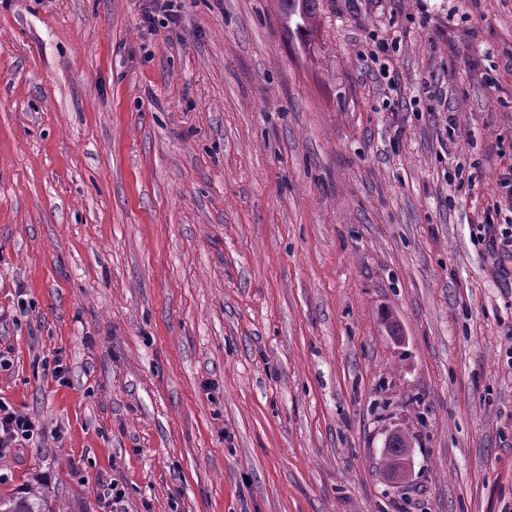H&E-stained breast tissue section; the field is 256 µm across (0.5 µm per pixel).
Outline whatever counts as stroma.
<instances>
[{"label": "stroma", "mask_w": 512, "mask_h": 512, "mask_svg": "<svg viewBox=\"0 0 512 512\" xmlns=\"http://www.w3.org/2000/svg\"><path fill=\"white\" fill-rule=\"evenodd\" d=\"M322 2L0 0V495L512 512V0ZM280 11L288 18L287 39L310 33L317 26V17L321 12L320 0H277ZM293 28L291 30V23ZM36 430L37 426L31 419L0 403V448H11L21 441H29ZM402 439L403 435L397 429L391 430L387 435V441L385 446L386 451L388 448H391L386 460V468L388 470L392 469L400 458L408 455V451L410 450V448H396L399 442L402 441ZM409 472L410 464L407 462V460L402 461L391 470V479L394 482L399 483L407 476V474H409Z\"/></svg>", "instance_id": "35a3bbf8"}]
</instances>
